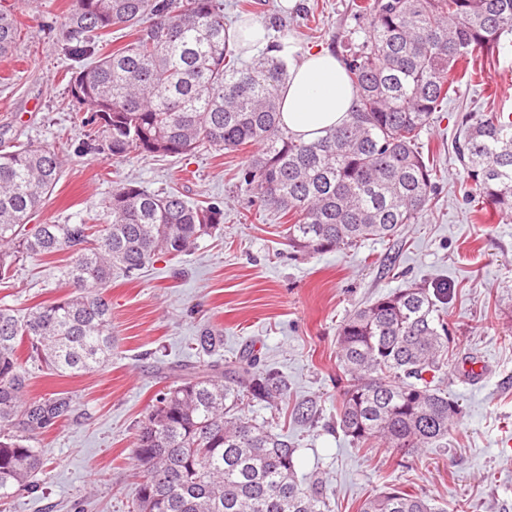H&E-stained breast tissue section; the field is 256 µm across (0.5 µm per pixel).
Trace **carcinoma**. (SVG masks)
<instances>
[{"mask_svg":"<svg viewBox=\"0 0 512 512\" xmlns=\"http://www.w3.org/2000/svg\"><path fill=\"white\" fill-rule=\"evenodd\" d=\"M355 15L364 40L342 56L356 92L349 120L314 141L294 137L280 118L288 75L282 42L251 64L228 54L218 0H70L63 50L87 63L68 96L89 109L81 155L187 156L208 144L256 147L241 185L288 217V239L312 254L393 236L435 191L418 139L473 56H492L512 35V0H365ZM133 39L100 52L112 28ZM17 19L0 12V57L15 49ZM460 162L468 197L512 213V114L468 127ZM48 145L0 146V281L35 256L70 254L62 298L22 317L0 308V503L37 489L43 468L31 442L74 411L65 393L27 397V364L56 375L101 370L112 359V312L101 288L116 271L133 277L165 255L179 261L224 223V208L193 204L177 191L149 192L121 180L102 229L36 224L28 218L62 170ZM221 337L204 331L197 349ZM448 328L425 288L399 289L346 318L338 333L343 392L336 427L353 444L433 448L448 438L458 402L434 384L447 365ZM246 355L191 368L147 406L133 456L139 482L130 512H326L319 482L297 478V448L258 423L245 405L279 408L287 381L255 369ZM361 512H442L418 494L393 489Z\"/></svg>","mask_w":512,"mask_h":512,"instance_id":"carcinoma-1","label":"carcinoma"}]
</instances>
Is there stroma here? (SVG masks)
<instances>
[{"label":"stroma","mask_w":512,"mask_h":512,"mask_svg":"<svg viewBox=\"0 0 512 512\" xmlns=\"http://www.w3.org/2000/svg\"><path fill=\"white\" fill-rule=\"evenodd\" d=\"M354 0H257L253 19L268 38L288 34L289 63L324 49L346 54L365 33ZM70 0H0L21 22L13 56L0 57V141L55 147L62 175L32 223L72 224L103 210L115 181L149 191L175 189L192 202L224 208L213 235L174 263L161 257L134 279L114 275L103 294L112 305L114 351L101 371L51 376L30 371L29 395L72 396L76 410L34 445L44 458L36 492L0 512H129L137 479L133 443L152 398L177 383L182 369L203 364L194 340L222 336L229 361L254 350L260 367L288 381V406L257 404L249 414L287 434L298 450L301 481L319 480L330 512H360L370 495L396 486L431 499L443 512H512V213L474 206L456 145L468 126L512 111V42L483 77L462 82L418 140L437 188L418 219L390 238L324 254L289 247L279 213L239 187L246 152L206 146L187 157L144 156L122 163L78 156L82 137L65 106L73 63L61 52ZM68 253L38 256L0 284V306L22 314L68 293ZM448 291L440 308L451 336L440 388L461 414L443 448L406 454L375 444L355 447L329 428L341 398L336 383L338 333L356 308L410 286ZM312 402L320 417L301 423L291 407Z\"/></svg>","instance_id":"obj_1"}]
</instances>
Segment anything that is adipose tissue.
Segmentation results:
<instances>
[{
	"instance_id": "obj_1",
	"label": "adipose tissue",
	"mask_w": 512,
	"mask_h": 512,
	"mask_svg": "<svg viewBox=\"0 0 512 512\" xmlns=\"http://www.w3.org/2000/svg\"><path fill=\"white\" fill-rule=\"evenodd\" d=\"M356 94L338 58L326 50L297 62L281 92V120L306 141L346 122Z\"/></svg>"
}]
</instances>
